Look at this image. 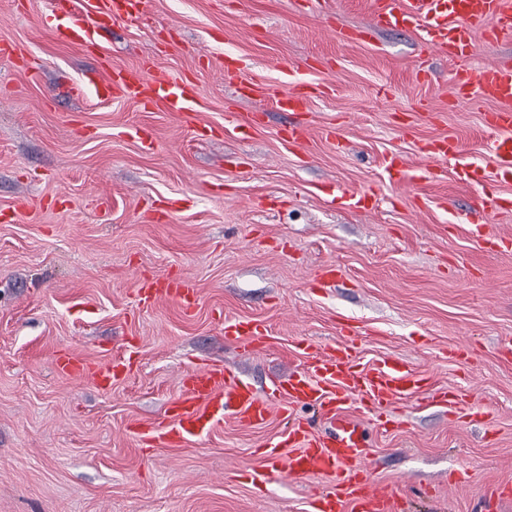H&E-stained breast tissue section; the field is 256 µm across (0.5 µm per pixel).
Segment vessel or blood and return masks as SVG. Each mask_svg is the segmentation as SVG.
Here are the masks:
<instances>
[{
    "mask_svg": "<svg viewBox=\"0 0 512 512\" xmlns=\"http://www.w3.org/2000/svg\"><path fill=\"white\" fill-rule=\"evenodd\" d=\"M53 4L55 13L64 17L63 23L55 27L56 40L83 48L100 44L104 32L139 14L142 0H53ZM379 30L419 33L429 50L455 63V94L492 103L488 131L494 172L486 174L474 162L461 163L455 179L478 189L475 207L480 219L479 238L485 249H493L489 226L500 214L512 211V197L486 192L483 186L490 177L498 183L512 184V65L492 59L473 68L467 60L475 52L476 41H483L490 49L512 36V0H373L368 23L352 32L342 31L341 36L365 38ZM223 68L225 79L237 80L240 96L269 97L279 111L295 115L288 144L305 140L308 127L299 120L308 110L305 91L296 86L282 92L238 81L240 63L231 55L225 56ZM84 88L100 100L128 98L143 110L159 107L184 117L192 116L198 104L193 83L155 76L147 62L106 70L104 75L88 78ZM458 154L459 143L454 138L436 140L419 149L421 174L410 173L405 157L398 152L385 155L383 174L399 183L435 179L441 173L442 162ZM339 200L342 207L352 211L372 214L378 209L374 195L367 191L346 189ZM138 295L145 304L159 299L175 301L186 312L195 303L194 286L184 275L139 283ZM266 332V326L257 321L234 318L224 322V337L232 341L258 338ZM296 349L305 360L304 366L288 379H271L265 398L230 368L218 364L183 375L182 391L167 408L164 422L138 430V437L184 446L207 435L228 417L244 426L264 425L274 399L285 413L309 407L325 420L324 431L314 433L310 422L302 418L292 422L285 442L289 453L281 451L285 444H269L263 465L247 473L252 484L265 486L276 475H320L331 478L333 486L308 500V512H395L397 494L390 485L373 479L367 461V431L349 410V403L357 401L383 413L396 403L421 396L428 404L448 409L455 405L456 394L434 388L424 374L398 358L362 369L348 342L322 349L300 341ZM130 364V358L123 354L97 363L66 352L55 358V368L62 375L88 379L103 389L111 388Z\"/></svg>",
    "mask_w": 512,
    "mask_h": 512,
    "instance_id": "1",
    "label": "vessel or blood"
}]
</instances>
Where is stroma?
Segmentation results:
<instances>
[{
	"label": "stroma",
	"instance_id": "obj_1",
	"mask_svg": "<svg viewBox=\"0 0 512 512\" xmlns=\"http://www.w3.org/2000/svg\"><path fill=\"white\" fill-rule=\"evenodd\" d=\"M25 2L0 0V35L32 65L0 58V211L27 204L0 222V512H305L331 478L258 489L245 477L283 439L280 407L263 426L227 419L181 447H147L132 429L163 419L182 374L221 362L261 390L303 367L295 341L325 348L349 328L363 365L398 357L463 395L452 416L419 399L386 426L361 414L399 512H478L488 485L512 484V212L496 218L504 245L488 253L477 192L453 163L419 185L381 171L393 151L421 167L418 146L445 135L462 160L490 165L491 105L454 100L447 57L408 32L338 39L337 27L366 23L371 0H321L317 14L303 0H147L87 51L54 41L51 0ZM228 52L241 77L283 92L329 85L301 146H283L288 113L225 83ZM142 62L195 76L193 120L79 91L89 72ZM137 127L153 130L152 151ZM342 188L374 190L378 212L340 209ZM327 263L344 274L321 287ZM180 272L197 290L193 313L140 303L139 279ZM228 318L268 332L254 349L225 341ZM129 343L132 370L112 389L55 370L58 352L97 361ZM457 344L465 358L448 357ZM478 405L493 428L470 419Z\"/></svg>",
	"mask_w": 512,
	"mask_h": 512
}]
</instances>
